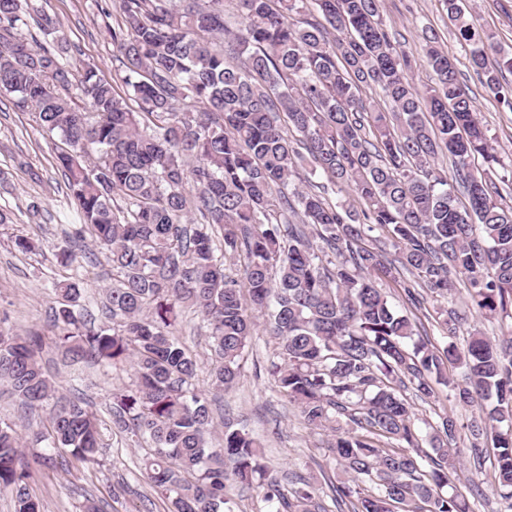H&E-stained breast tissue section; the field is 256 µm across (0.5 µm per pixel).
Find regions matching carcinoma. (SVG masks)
<instances>
[{
  "label": "carcinoma",
  "instance_id": "cac0c4a2",
  "mask_svg": "<svg viewBox=\"0 0 512 512\" xmlns=\"http://www.w3.org/2000/svg\"><path fill=\"white\" fill-rule=\"evenodd\" d=\"M444 3L471 67L512 109V84L500 81L512 53L464 0ZM236 8L230 22L224 0H119L112 53L135 112L95 67L72 58L34 0H0V99L66 146L57 162L67 204L83 220L78 234L108 252L115 276L103 298L112 325H97L77 283L83 263L61 254L72 276L56 284L57 347L73 362L130 365L132 383L112 393V426L131 448L149 443L142 468L172 512H236L228 487L251 489L257 476L276 512H471L443 494L461 469L453 443L462 431L478 467L492 440L496 492L512 510V336L499 343L452 308L438 325L450 337L467 327L466 345L440 350L414 339L410 318L372 278L402 284L415 304L418 289L445 298L462 277L478 314L512 308L503 162L454 59L423 33L433 80L414 84L383 0H236ZM31 20L44 42L23 34ZM290 129L327 183H296ZM91 147L98 157L88 167ZM441 154L452 159L451 177ZM336 192L365 208L332 202ZM376 230L393 240V256L366 244ZM187 313L210 339L218 389L240 377L263 324L278 348L269 372L279 392L327 436L339 466L334 509L304 477L285 492L251 431L226 424L222 445H211L210 402L176 334ZM41 348L36 334L0 329V383L28 412L48 410L53 447L91 462L103 447L98 419L81 397L58 394ZM450 365L464 382L448 380ZM436 383L470 415L438 416L422 455L403 391L425 401ZM492 396L497 406L486 412ZM29 477L15 425L0 420V492L15 512H41Z\"/></svg>",
  "mask_w": 512,
  "mask_h": 512
}]
</instances>
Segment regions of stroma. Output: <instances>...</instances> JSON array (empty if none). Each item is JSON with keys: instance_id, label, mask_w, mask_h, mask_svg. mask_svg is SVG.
<instances>
[{"instance_id": "obj_1", "label": "stroma", "mask_w": 512, "mask_h": 512, "mask_svg": "<svg viewBox=\"0 0 512 512\" xmlns=\"http://www.w3.org/2000/svg\"><path fill=\"white\" fill-rule=\"evenodd\" d=\"M37 4L55 19L77 60L96 66L101 77L113 78L117 63L109 32L117 16V0H37ZM469 7L483 29L494 33L503 47H512V0H469ZM383 21L412 58L409 76L419 85L430 83L433 77L422 54V33L430 30L437 35L441 46L454 57L498 149L504 156H512V110L499 103L471 67L443 0H385ZM60 148V140L42 135L28 115L16 111L8 101L0 102V172L6 178L0 187V210L11 218L10 226L0 231V315L6 316L7 327L17 333L41 336V358L54 386L64 394L83 393L105 421L113 391L131 382L130 368L89 365L83 375H75L55 348L49 328L55 284L69 275L58 264L57 253L71 250L85 256L80 286L97 323L106 321L98 303L103 289L112 284L107 254L92 239L75 235L80 220L65 201L66 188L56 163ZM21 232L40 239L37 252L22 254L13 249L10 238ZM375 280L392 305L408 314L433 345L442 347L451 340L463 343V336L452 339L442 331L437 311L449 304L471 311L464 295L460 293L449 302L425 291L419 305L414 306L407 303L396 283L380 274ZM179 334L197 361L196 385L211 400V441L219 442L224 417H233L265 438L264 463L270 473L283 481L290 473H300L315 482L321 496H330L337 465L324 453L325 436L305 428L296 408L278 391L268 371L275 351L269 337L262 332L254 336L236 386L224 391L211 386L213 357L198 319H186ZM457 446L462 467L448 485V492L469 500L474 512H501L492 466L474 471L467 438H458ZM25 454L31 464L29 491L40 502L42 512H83L92 503L102 512H167L166 503L153 492L141 467L143 449L128 447L120 436H110L108 447L100 449L95 461L85 464L45 441H26Z\"/></svg>"}]
</instances>
